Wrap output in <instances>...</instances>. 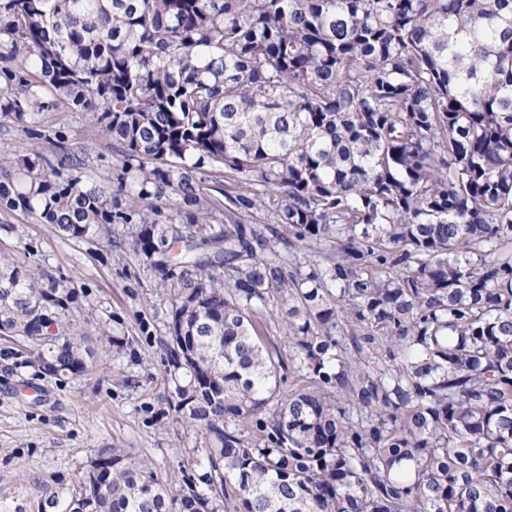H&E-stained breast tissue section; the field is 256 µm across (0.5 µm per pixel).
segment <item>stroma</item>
I'll return each mask as SVG.
<instances>
[{
  "mask_svg": "<svg viewBox=\"0 0 512 512\" xmlns=\"http://www.w3.org/2000/svg\"><path fill=\"white\" fill-rule=\"evenodd\" d=\"M35 71L31 57L0 60V85L33 84L44 105L33 122L0 117V181L14 180L22 156L55 181L81 176L85 185L104 187L114 235L66 241L23 205L0 206V255L75 289L73 318L86 336L88 363L86 371L50 376L0 356V512H51L48 500L70 498L92 461L111 448L149 462L167 490L178 491L186 473L206 471L205 437L171 405L162 347L167 306L155 294V274L133 259L130 240L147 210L160 224L183 223V214L172 201L138 198L137 161L122 157L88 113L56 104L35 86ZM71 153L79 167L70 166ZM103 326L125 337V346L97 341Z\"/></svg>",
  "mask_w": 512,
  "mask_h": 512,
  "instance_id": "1",
  "label": "stroma"
}]
</instances>
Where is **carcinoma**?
I'll return each mask as SVG.
<instances>
[{
	"label": "carcinoma",
	"mask_w": 512,
	"mask_h": 512,
	"mask_svg": "<svg viewBox=\"0 0 512 512\" xmlns=\"http://www.w3.org/2000/svg\"><path fill=\"white\" fill-rule=\"evenodd\" d=\"M2 35L187 219L131 248L206 489L112 450L57 512H512V0H0ZM14 164L0 203L112 242L103 188ZM221 175L250 189L213 224ZM74 299L0 259L47 374L86 370Z\"/></svg>",
	"instance_id": "cac0c4a2"
}]
</instances>
